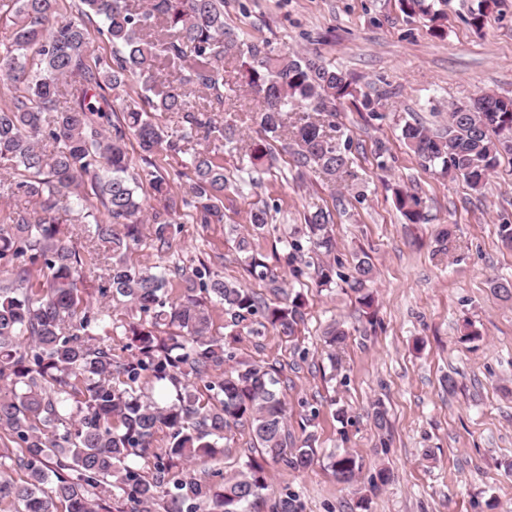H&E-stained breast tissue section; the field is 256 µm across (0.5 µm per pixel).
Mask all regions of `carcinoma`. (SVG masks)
<instances>
[{
	"mask_svg": "<svg viewBox=\"0 0 512 512\" xmlns=\"http://www.w3.org/2000/svg\"><path fill=\"white\" fill-rule=\"evenodd\" d=\"M11 25L0 40V186L11 194L0 216V434L14 444L0 448V504L9 512H248L268 487V466L300 471L317 460L314 434L295 443L288 433L286 403L274 364L239 361L233 344L246 331L271 330L291 338L305 324L300 293L278 285V275L255 248L252 235L237 237L249 274L268 283V301L253 289L224 278L205 261L149 266L129 253L151 237L155 249L172 248L178 233L177 202L163 160L188 156L189 194L183 207L198 224L224 223V145L259 161L257 145L245 143L222 112L233 87L224 61L239 56L245 77L260 97L249 120L263 140L292 143L293 160L312 166L331 183L355 179L349 169L352 141L330 135L321 115L336 116L348 99L370 109L371 99L340 70L266 42H239L224 30V0H80L77 16L59 17L60 0H10ZM496 0H479L470 11L476 29L487 24ZM403 10L433 23L427 0H401ZM112 44V56H92L93 36ZM187 63L172 83L162 64ZM482 109L448 111V124L434 133L405 122L401 138L424 163L462 180L478 193L512 155V97L484 92ZM176 116L170 134L154 114ZM141 150L135 171L128 142ZM157 205L146 207L143 183ZM85 202L78 221L86 243L76 245L61 213ZM406 219H424L420 199L395 192ZM270 207L256 203L253 231L271 223ZM331 211L321 207L280 240L288 275L312 278L329 288L344 282L373 323L370 291L374 267L364 256L342 275L326 258L336 251ZM103 274H98V271ZM184 290L181 301L170 297ZM139 315L123 325L125 356L112 348V305ZM224 310V338L213 336L210 307ZM340 347L343 323L323 331ZM156 384L158 397L144 394ZM248 425L258 456L219 484L179 468L213 457L224 431ZM167 431L165 446L156 436ZM336 480H358L361 463L343 450L328 455ZM27 472L18 483L7 465ZM391 479L380 468L368 491ZM271 512H302L290 490Z\"/></svg>",
	"mask_w": 512,
	"mask_h": 512,
	"instance_id": "obj_1",
	"label": "carcinoma"
}]
</instances>
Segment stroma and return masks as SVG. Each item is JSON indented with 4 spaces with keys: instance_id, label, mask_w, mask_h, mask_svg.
I'll return each mask as SVG.
<instances>
[{
    "instance_id": "stroma-1",
    "label": "stroma",
    "mask_w": 512,
    "mask_h": 512,
    "mask_svg": "<svg viewBox=\"0 0 512 512\" xmlns=\"http://www.w3.org/2000/svg\"><path fill=\"white\" fill-rule=\"evenodd\" d=\"M477 0H434L440 33L405 13L399 0H224V25L245 41L319 56L370 94L374 112L339 106L335 122L352 139L354 184L323 183L295 167L280 143L272 166L260 167L245 192L224 194V221L203 226L190 210L169 252L143 245L134 261L153 265L203 259L226 278L270 295L248 274L235 232H247L256 202L277 205L272 224L255 242L276 265L278 237L309 211H335L336 256L352 267L369 254L375 266L376 326L362 317L344 283L302 289L307 320L294 339L273 332L244 336L239 359L280 363L288 427L313 432L318 461L292 472L269 469V487L256 512H270L284 488L296 491L304 512H353L363 483L337 482L327 456L345 450L364 472L386 467L392 478L370 496L367 512H512V300L493 290L512 281V250L499 227L512 225V159L502 158L482 193L423 166L400 140L410 119L433 129L450 105L491 91L512 97V0H499L487 27L468 23ZM416 193L425 218L409 223L396 209L395 187ZM449 229L447 244L437 234ZM334 319L350 332L330 362L322 341ZM472 323L474 335L464 333ZM454 391L443 386L445 376ZM382 401L389 429L377 434L369 416ZM347 408L348 422L336 419ZM220 450L191 463L195 474L229 476L251 455L248 428L226 431Z\"/></svg>"
}]
</instances>
